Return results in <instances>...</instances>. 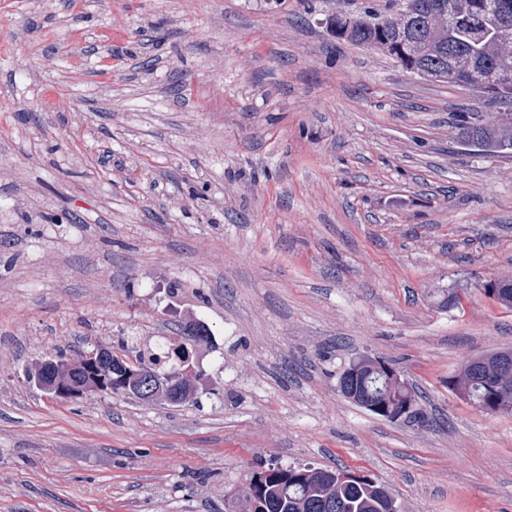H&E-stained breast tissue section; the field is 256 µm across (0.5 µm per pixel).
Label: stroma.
I'll return each instance as SVG.
<instances>
[{"instance_id":"1","label":"stroma","mask_w":512,"mask_h":512,"mask_svg":"<svg viewBox=\"0 0 512 512\" xmlns=\"http://www.w3.org/2000/svg\"><path fill=\"white\" fill-rule=\"evenodd\" d=\"M385 2L0 0V512H229L272 460L512 512V413L448 389L512 348L482 289L512 279V152L463 144L478 94L327 29ZM197 326L178 406L28 379ZM363 355L432 425L342 395Z\"/></svg>"}]
</instances>
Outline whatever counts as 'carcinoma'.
Returning a JSON list of instances; mask_svg holds the SVG:
<instances>
[{
	"label": "carcinoma",
	"instance_id": "obj_1",
	"mask_svg": "<svg viewBox=\"0 0 512 512\" xmlns=\"http://www.w3.org/2000/svg\"><path fill=\"white\" fill-rule=\"evenodd\" d=\"M395 8L390 17L366 8L356 14H338L327 19L332 33L346 40L386 52L405 69L419 67L426 77L446 82L454 76L461 80L479 77L484 96L505 106L503 112L485 116L472 114L464 121L462 137L481 148L512 150V83L504 72L512 70V0H389ZM497 303L512 310V281L496 280L486 284ZM208 335L195 332L184 337L180 352H168L161 345L135 354L146 370L173 383L181 380V363L192 348ZM512 359V352H490L475 357L452 376L455 387L464 389L469 403L482 409L487 403L488 385L499 377L512 387V367L503 370L500 362ZM88 393L123 391L117 373L103 365L82 375ZM343 395L361 407L372 403L381 407L406 404L404 416L388 417L407 424L429 422L419 404L417 391L389 377L377 379L374 369L362 360L352 362L339 379ZM339 471L311 466L283 468L270 464L256 473L243 490L248 512H399L392 491L366 476L352 482H340Z\"/></svg>",
	"mask_w": 512,
	"mask_h": 512
}]
</instances>
